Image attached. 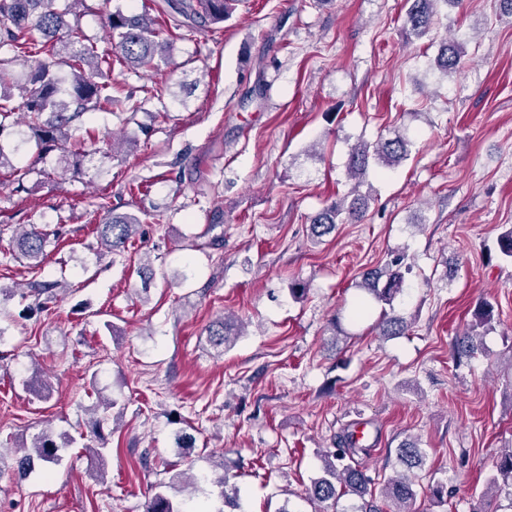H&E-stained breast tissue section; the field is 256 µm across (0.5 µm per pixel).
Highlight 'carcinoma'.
Instances as JSON below:
<instances>
[{
    "label": "carcinoma",
    "mask_w": 512,
    "mask_h": 512,
    "mask_svg": "<svg viewBox=\"0 0 512 512\" xmlns=\"http://www.w3.org/2000/svg\"><path fill=\"white\" fill-rule=\"evenodd\" d=\"M460 4L462 0H406V24L416 37L427 35L432 28L438 2ZM83 0H0V48L13 53L10 58L0 57V137L11 129L17 136L15 144L6 147L0 143V175L12 177L16 189L23 188L26 172L13 164L12 157L23 147L33 143L36 148L56 147L68 152L79 162L103 161L107 152L90 149L98 142L93 131L83 127L81 118L89 112H134L139 104L132 95L120 96L112 87V69L119 65L127 69L159 68L169 64L170 41L160 38L156 20L147 13L125 12L118 8L107 16L108 40L111 50L100 51L85 42L73 6ZM228 0H171V8L184 18L176 29L187 26L200 29L224 22ZM73 17L70 23L67 17ZM464 36L440 46L430 68L445 78L459 73L466 64ZM49 56L37 60L29 70H12L16 57ZM67 72H62V67ZM20 90L14 99L11 90ZM408 156V140L400 134L381 138L374 143L359 141L349 150L348 178L361 182L370 164L390 169ZM366 198L356 195L336 200L335 204L315 215L309 224L310 237L319 241L331 234L336 225L358 223L366 213ZM104 211L95 232L99 254H114L123 250L138 233L141 220L129 213H116L101 203ZM58 238L55 230H42L35 226L22 231L13 239L21 258L28 265L39 267L47 257L46 245L50 238ZM501 258L512 262V227L497 237ZM413 267L403 254L393 256L384 266L363 274L358 287L363 291L354 316H360L367 305L382 303L389 311L382 313L379 334L400 336L406 334L411 322L400 314L392 313L393 303L403 292L407 275ZM494 321L493 306L483 301L473 314V321L455 336L453 351L458 357L472 358L483 352L484 332ZM233 324L225 319L215 322L209 330L211 342L216 346H229ZM34 454H24L15 460L19 475L32 471L33 458L56 464L60 448L52 434L43 432L32 443ZM368 451L359 444L349 430L337 433L332 447L321 454L322 474L311 481L305 500L317 505L314 512H337L339 500L352 495L360 500L356 512H413L419 469L425 457L419 440L403 439L395 448V460L402 466L381 487L356 460ZM489 488L505 493L512 500V448L504 451L495 464V474L488 480ZM144 512H184L167 493L156 491L148 497Z\"/></svg>",
    "instance_id": "cac0c4a2"
}]
</instances>
